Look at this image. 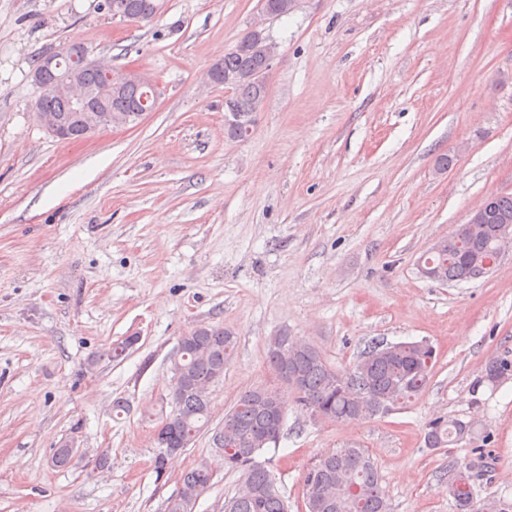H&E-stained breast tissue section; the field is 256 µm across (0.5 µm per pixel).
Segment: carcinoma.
I'll return each mask as SVG.
<instances>
[{"instance_id":"carcinoma-1","label":"carcinoma","mask_w":512,"mask_h":512,"mask_svg":"<svg viewBox=\"0 0 512 512\" xmlns=\"http://www.w3.org/2000/svg\"><path fill=\"white\" fill-rule=\"evenodd\" d=\"M164 7L165 0H112V15L128 22H149ZM293 7L294 0H264L262 10L282 17ZM265 55V41L247 32L221 60L224 76L233 81L236 108L251 123L256 122L267 92V85L255 83L251 75L268 71ZM80 76L108 112L130 114L150 99L151 89L144 83L118 78L110 82L104 72L93 68L82 69ZM41 109L62 118L68 138L84 137L83 129L73 120L74 106L69 100L45 98ZM493 201L491 223L512 224V195H495ZM497 248L496 239L485 225L460 224L423 258L422 268L438 272L449 283L472 281L483 273L470 253L477 251L490 258ZM236 350V333L221 325H199L181 337L173 366L180 373L181 393L173 401L171 413L163 418L170 443L186 445L207 427L211 403L203 398L202 389L216 371L232 361ZM434 361L435 351L430 345L373 343L348 371L341 373L330 367L316 348L296 342L286 333L273 337L268 345L271 396H260L257 388L244 391L224 415V426L219 429L224 438V468L242 473L245 482V491L228 500L230 512H288L270 472L256 460L274 417L288 413L279 387L287 382L282 372L293 376L297 409L310 415L317 412L325 421L345 423L384 414L418 396L429 382ZM511 378L512 354L506 352L488 361L472 392L485 386L493 388ZM464 441L479 446L473 449V459L458 466L448 485L456 512H512V502L475 500V480L491 465L485 447L493 442V435L474 422L456 417L439 416L427 425L425 444L430 448ZM202 489L199 469L185 472L181 492L167 502L166 512H192ZM304 491L310 500V512H390L375 462L366 449L354 445L320 456L305 473Z\"/></svg>"}]
</instances>
